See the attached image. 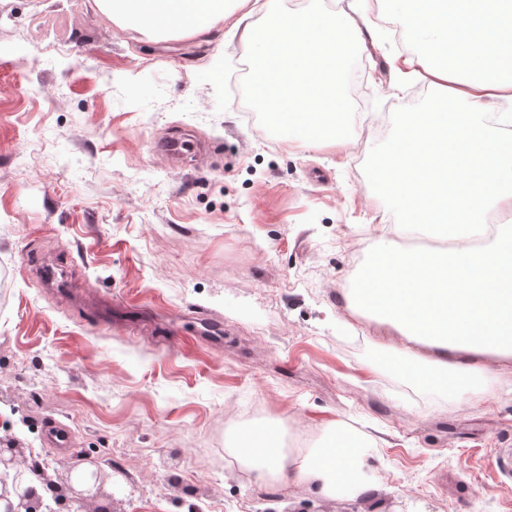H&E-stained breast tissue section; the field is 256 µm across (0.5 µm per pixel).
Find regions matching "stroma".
<instances>
[{
	"label": "stroma",
	"instance_id": "1",
	"mask_svg": "<svg viewBox=\"0 0 512 512\" xmlns=\"http://www.w3.org/2000/svg\"><path fill=\"white\" fill-rule=\"evenodd\" d=\"M46 2L0 17V420L49 477L105 440L98 512H512V389L488 372L422 393L392 366L405 349L346 307L375 215L399 221L368 127L440 109L421 83L393 92L388 31L355 54L363 110L339 155L259 133L240 32L159 38L84 0L41 18L73 46L49 58L28 33ZM174 138L199 146L174 158ZM53 420L72 431L61 458ZM262 421L316 445L339 421L372 435L377 504L258 483L233 433Z\"/></svg>",
	"mask_w": 512,
	"mask_h": 512
}]
</instances>
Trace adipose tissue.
Listing matches in <instances>:
<instances>
[{"instance_id":"adipose-tissue-1","label":"adipose tissue","mask_w":512,"mask_h":512,"mask_svg":"<svg viewBox=\"0 0 512 512\" xmlns=\"http://www.w3.org/2000/svg\"><path fill=\"white\" fill-rule=\"evenodd\" d=\"M118 21L146 29H173L199 36L217 24L241 25L263 11L266 33L258 46L262 68L277 66L280 98L290 117L289 144L345 153L351 139L319 122L335 116L343 101L335 78L344 60V37H359L358 16H375L405 26L414 52L397 55L393 67L400 86L428 85L441 109L417 113L386 150L375 179L406 214V228L453 242L450 253H415L380 240L372 259L356 277L347 298L362 315L390 325L406 342L429 349L411 354L397 370L427 391L448 393L484 371L483 360L512 364V231L496 233L488 247H469L488 214L512 221V152L503 151L498 128L485 116L512 103V68L496 64L483 43L448 41L447 26L414 0H352L350 10L300 12L283 16L278 0H96ZM447 43L444 62L422 46ZM368 441L338 425L314 452L287 458L269 449L244 448L241 463L258 475L288 484L317 485L326 495L357 497L368 488L357 461Z\"/></svg>"}]
</instances>
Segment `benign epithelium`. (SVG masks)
Instances as JSON below:
<instances>
[{
	"label": "benign epithelium",
	"mask_w": 512,
	"mask_h": 512,
	"mask_svg": "<svg viewBox=\"0 0 512 512\" xmlns=\"http://www.w3.org/2000/svg\"><path fill=\"white\" fill-rule=\"evenodd\" d=\"M70 474L82 473V481L64 488L44 471L29 465L28 449L11 438H0V512H71L73 501L97 495L101 469L97 460L85 453L69 467ZM29 472L45 489L40 494L25 477Z\"/></svg>",
	"instance_id": "7a95c632"
}]
</instances>
